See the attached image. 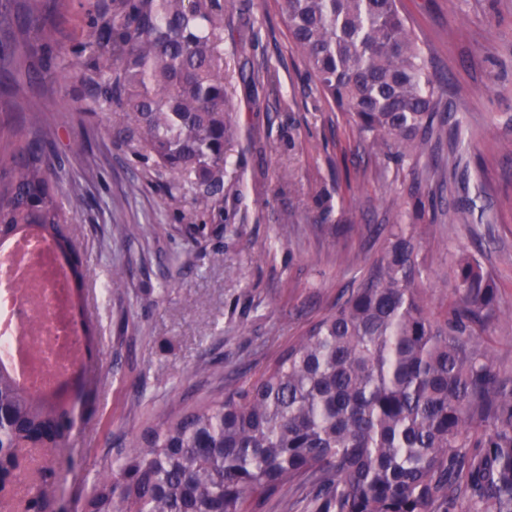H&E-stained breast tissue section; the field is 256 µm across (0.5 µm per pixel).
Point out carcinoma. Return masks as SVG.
Masks as SVG:
<instances>
[{"label":"carcinoma","mask_w":512,"mask_h":512,"mask_svg":"<svg viewBox=\"0 0 512 512\" xmlns=\"http://www.w3.org/2000/svg\"><path fill=\"white\" fill-rule=\"evenodd\" d=\"M293 48L325 100L352 114L364 150L397 166L427 159L436 197L459 161L435 156L451 114L442 83L400 0H278ZM224 0H112L87 12L98 42L83 45L97 97L121 113L116 135L169 175L171 202L199 216L222 202L226 146L238 126L224 86ZM41 41L55 27L31 20ZM17 64L0 41V67ZM41 140L19 139L0 171V241L34 230L70 257L83 304L86 270ZM413 224L333 311L256 380L145 430L85 502V512H512V373L495 369L482 336L498 288L473 254L451 269L454 295L429 306V273ZM71 401L36 395L0 368V472L39 442L32 512H50Z\"/></svg>","instance_id":"cac0c4a2"}]
</instances>
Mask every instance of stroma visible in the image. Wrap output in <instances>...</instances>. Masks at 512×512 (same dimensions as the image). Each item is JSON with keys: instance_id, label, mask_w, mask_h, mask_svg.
Masks as SVG:
<instances>
[{"instance_id": "obj_1", "label": "stroma", "mask_w": 512, "mask_h": 512, "mask_svg": "<svg viewBox=\"0 0 512 512\" xmlns=\"http://www.w3.org/2000/svg\"><path fill=\"white\" fill-rule=\"evenodd\" d=\"M25 2L53 22L57 39L44 49L31 28L11 21L28 63L0 69V162L18 136L44 133L72 205L95 340L52 510L83 512L96 478L146 428L217 396L225 378H259L330 312L407 218L419 170L363 152L349 115L325 103L291 47L276 0H227L224 84L239 134L227 150L222 215L189 233V205L171 206L164 178L113 138L111 107L87 111L82 80L65 85L27 72L83 69L75 50L94 33L82 0ZM402 3L430 46V69L447 81L455 141L443 151L462 155L466 177L442 200L446 210L465 205L464 221L434 220L429 208L421 220L427 297L432 309L446 305L455 258L478 254L499 292L489 357L512 372V0ZM264 58L271 85L250 79L252 62ZM282 169L290 182L277 180ZM123 224L137 234H122ZM116 265L126 269L119 296L105 290Z\"/></svg>"}]
</instances>
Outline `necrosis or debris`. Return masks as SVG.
<instances>
[{
    "label": "necrosis or debris",
    "instance_id": "4bbe7bcc",
    "mask_svg": "<svg viewBox=\"0 0 512 512\" xmlns=\"http://www.w3.org/2000/svg\"><path fill=\"white\" fill-rule=\"evenodd\" d=\"M85 363L67 267L32 233L0 242V365L30 391Z\"/></svg>",
    "mask_w": 512,
    "mask_h": 512
}]
</instances>
